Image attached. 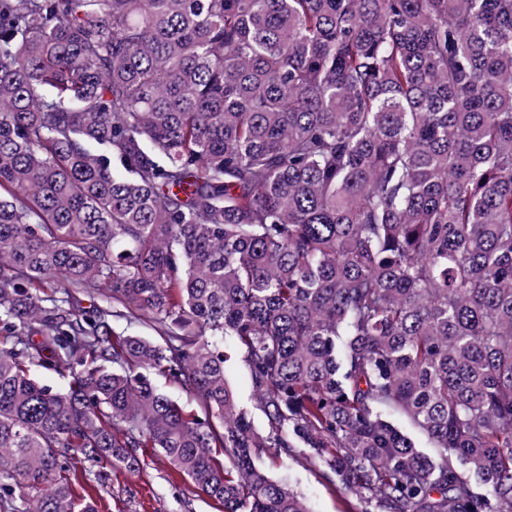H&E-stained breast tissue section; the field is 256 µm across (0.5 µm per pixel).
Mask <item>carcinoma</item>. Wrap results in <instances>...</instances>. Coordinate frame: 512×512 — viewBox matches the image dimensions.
<instances>
[{
  "label": "carcinoma",
  "instance_id": "obj_1",
  "mask_svg": "<svg viewBox=\"0 0 512 512\" xmlns=\"http://www.w3.org/2000/svg\"><path fill=\"white\" fill-rule=\"evenodd\" d=\"M300 446L364 512H512V0H0V512L137 448L309 512L257 464ZM225 375L238 397L248 407H252L251 387L248 380L247 370L240 357L232 358L226 363Z\"/></svg>",
  "mask_w": 512,
  "mask_h": 512
}]
</instances>
